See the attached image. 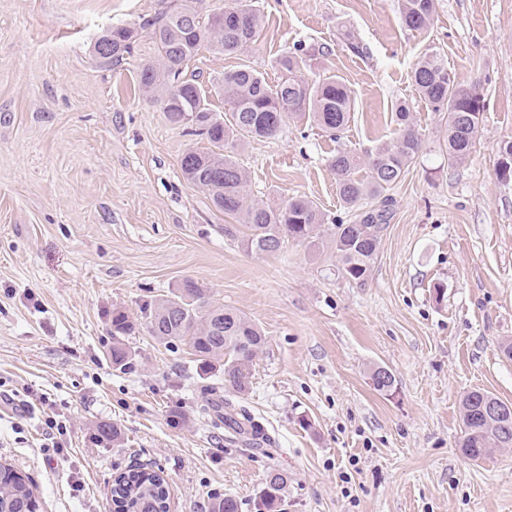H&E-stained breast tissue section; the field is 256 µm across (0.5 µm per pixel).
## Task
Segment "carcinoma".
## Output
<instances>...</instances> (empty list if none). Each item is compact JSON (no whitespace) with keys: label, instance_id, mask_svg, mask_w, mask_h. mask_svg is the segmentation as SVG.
<instances>
[{"label":"carcinoma","instance_id":"cac0c4a2","mask_svg":"<svg viewBox=\"0 0 512 512\" xmlns=\"http://www.w3.org/2000/svg\"><path fill=\"white\" fill-rule=\"evenodd\" d=\"M434 0H400L404 26L422 32L431 25ZM203 0H176L173 7L146 21L152 30L157 60L141 66V86L161 106L170 122L184 125L193 115L189 133L205 139L206 150H189L181 158L185 179L208 191L214 207L248 229L247 246L257 252L273 253L288 242L317 250L329 244L336 257V272L342 279L362 285L378 254L381 236L390 214L386 189L399 183L419 154L421 135L409 105L395 106L396 136L361 156L341 148L328 159L336 189L351 213L348 222L327 223L325 214L307 197L288 198L273 207L252 195L249 179L229 151L247 137L274 138L285 119L294 112H306L323 131L340 138L353 106L351 91L334 76L311 82L304 76L306 60L287 52L278 60L281 77L270 85L264 75L248 66L224 73L214 93L229 105V117L212 109L209 92L184 75L185 68L202 45L226 56L244 53L261 32L262 17L253 0H229L224 10L203 15ZM134 29L114 27L94 43L96 56L105 63H118L131 53ZM411 79L419 97L443 114L448 131V163L469 156L479 134V115L485 99L475 86L455 81L448 65L436 53L420 58ZM498 172L512 180V141L499 148ZM367 170L366 178L358 172ZM143 324L156 340L172 346L189 347L201 373L214 371L224 379V388L243 395L252 385V366L266 344L260 329L235 309L211 299L192 280L183 281L169 294L153 296L140 308ZM138 326L121 309L112 311V367L124 370L132 364L126 344ZM507 412L493 417L485 412L488 401ZM212 410L224 427L235 429L247 422L252 438L248 446L271 444V438L255 423L245 407L215 403ZM461 439L459 448L467 458L478 461L497 450L512 448V403L481 390L460 400ZM288 476L270 471L259 492L263 512H277ZM112 501L119 512H169V489L164 472L132 467L112 483ZM37 503L30 478L9 463H0V512H36ZM232 496L212 499L207 512H239Z\"/></svg>","mask_w":512,"mask_h":512}]
</instances>
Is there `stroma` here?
Segmentation results:
<instances>
[{
    "instance_id": "1",
    "label": "stroma",
    "mask_w": 512,
    "mask_h": 512,
    "mask_svg": "<svg viewBox=\"0 0 512 512\" xmlns=\"http://www.w3.org/2000/svg\"><path fill=\"white\" fill-rule=\"evenodd\" d=\"M170 4L0 0V460L31 478L40 512H112V479L136 464L163 470L169 512H206L223 494L256 512L273 469L288 475L282 512H512V448L475 462L458 446L466 392L512 403L500 352L512 340V181L498 176L512 138V0H436L423 32L403 26L399 0H257L263 27L248 51L204 48L190 63L207 89L240 65L273 84L296 49L307 78L348 86L340 139L293 114L277 137L234 152L255 196H305L332 221L350 214L328 157L392 140L396 103L410 105L422 149L388 191L360 286L337 277L327 250L248 249L247 229L183 177V153L208 143L139 84L157 55L145 22ZM116 26L136 29L134 53L101 64L94 42ZM432 51L486 100L476 148L453 166L445 122L411 82ZM186 279L267 338L251 390L232 398L267 427V452L203 414L221 381L201 376L188 347L141 328L131 367H112L113 309L139 317ZM377 366L394 394L372 386ZM49 417L67 426L63 454L47 446ZM102 424L119 444L96 440Z\"/></svg>"
}]
</instances>
